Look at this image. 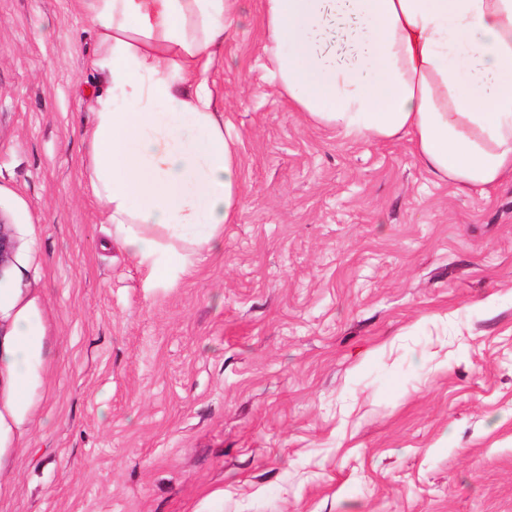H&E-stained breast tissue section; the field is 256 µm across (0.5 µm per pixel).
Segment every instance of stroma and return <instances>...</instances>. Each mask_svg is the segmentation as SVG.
Returning a JSON list of instances; mask_svg holds the SVG:
<instances>
[{"mask_svg": "<svg viewBox=\"0 0 512 512\" xmlns=\"http://www.w3.org/2000/svg\"><path fill=\"white\" fill-rule=\"evenodd\" d=\"M97 44L79 0H0V512H512V180L306 121L243 0L242 210L154 288L87 176ZM18 346L14 354V366L19 377H23L28 369L29 361L35 352L30 330L25 325L17 328Z\"/></svg>", "mask_w": 512, "mask_h": 512, "instance_id": "stroma-1", "label": "stroma"}]
</instances>
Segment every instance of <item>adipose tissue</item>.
Returning <instances> with one entry per match:
<instances>
[{
  "label": "adipose tissue",
  "instance_id": "obj_1",
  "mask_svg": "<svg viewBox=\"0 0 512 512\" xmlns=\"http://www.w3.org/2000/svg\"><path fill=\"white\" fill-rule=\"evenodd\" d=\"M108 81L89 179L154 286L241 211V158L211 74L241 0H82ZM269 71L294 111L367 141L410 136L435 178L512 177V0H259Z\"/></svg>",
  "mask_w": 512,
  "mask_h": 512
}]
</instances>
